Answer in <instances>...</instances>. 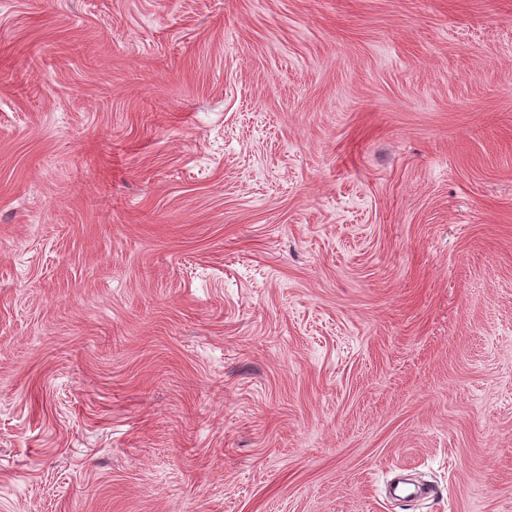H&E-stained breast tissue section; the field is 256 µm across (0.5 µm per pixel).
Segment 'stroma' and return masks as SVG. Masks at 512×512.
I'll list each match as a JSON object with an SVG mask.
<instances>
[{
    "label": "stroma",
    "mask_w": 512,
    "mask_h": 512,
    "mask_svg": "<svg viewBox=\"0 0 512 512\" xmlns=\"http://www.w3.org/2000/svg\"><path fill=\"white\" fill-rule=\"evenodd\" d=\"M0 512H512V0H0Z\"/></svg>",
    "instance_id": "35a3bbf8"
}]
</instances>
